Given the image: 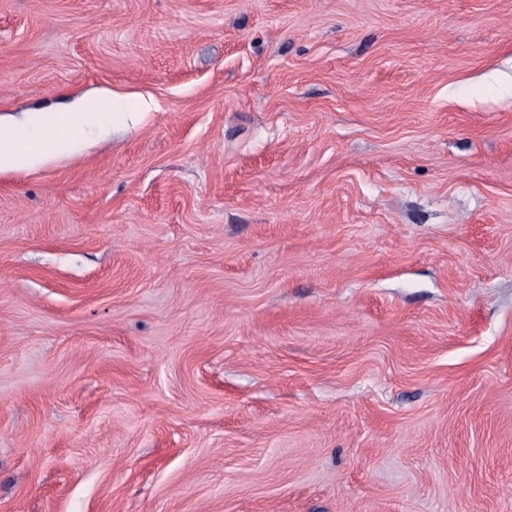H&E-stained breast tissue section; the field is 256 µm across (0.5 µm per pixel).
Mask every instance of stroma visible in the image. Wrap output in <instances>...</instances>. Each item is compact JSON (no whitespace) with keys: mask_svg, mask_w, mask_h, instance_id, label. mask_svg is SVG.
Masks as SVG:
<instances>
[{"mask_svg":"<svg viewBox=\"0 0 512 512\" xmlns=\"http://www.w3.org/2000/svg\"><path fill=\"white\" fill-rule=\"evenodd\" d=\"M0 512H512V0H0ZM106 112H93L77 98L65 111L22 112L0 116V173L45 164L71 154L94 127L138 125L145 113L128 112L125 99H105Z\"/></svg>","mask_w":512,"mask_h":512,"instance_id":"1","label":"stroma"}]
</instances>
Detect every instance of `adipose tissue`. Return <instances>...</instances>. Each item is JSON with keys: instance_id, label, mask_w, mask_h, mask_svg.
<instances>
[{"instance_id": "1", "label": "adipose tissue", "mask_w": 512, "mask_h": 512, "mask_svg": "<svg viewBox=\"0 0 512 512\" xmlns=\"http://www.w3.org/2000/svg\"><path fill=\"white\" fill-rule=\"evenodd\" d=\"M142 113L128 111L124 98L112 96L106 109L93 111L75 99L64 111H35L0 117V173L20 171L71 154L89 129L138 125Z\"/></svg>"}]
</instances>
